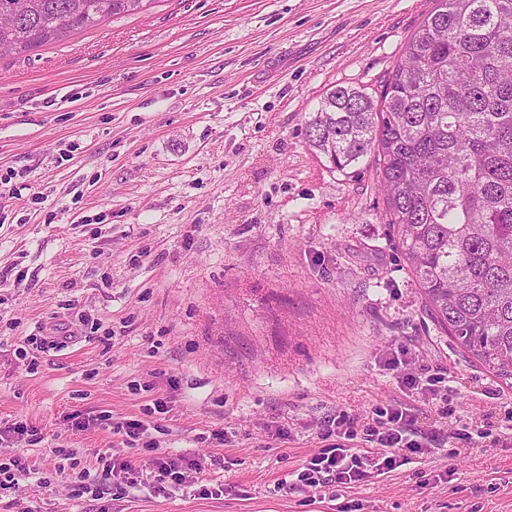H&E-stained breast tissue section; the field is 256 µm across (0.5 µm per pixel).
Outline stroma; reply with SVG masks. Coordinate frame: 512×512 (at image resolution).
I'll return each mask as SVG.
<instances>
[{
	"label": "stroma",
	"instance_id": "stroma-1",
	"mask_svg": "<svg viewBox=\"0 0 512 512\" xmlns=\"http://www.w3.org/2000/svg\"><path fill=\"white\" fill-rule=\"evenodd\" d=\"M433 7L152 0L0 59V420L44 433L0 458L63 446L90 480L98 451L148 458L111 428L69 427L106 411L224 487L98 501L31 479L0 512H512V438L482 435L512 421V384L436 326L374 159L338 172L306 137L332 86L380 94ZM59 325L74 340L41 347ZM159 397L168 413H147ZM396 404L434 449L349 487L296 486L330 417Z\"/></svg>",
	"mask_w": 512,
	"mask_h": 512
}]
</instances>
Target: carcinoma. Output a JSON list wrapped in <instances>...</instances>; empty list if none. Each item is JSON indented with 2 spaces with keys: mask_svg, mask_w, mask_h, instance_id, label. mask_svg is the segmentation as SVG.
<instances>
[{
  "mask_svg": "<svg viewBox=\"0 0 512 512\" xmlns=\"http://www.w3.org/2000/svg\"><path fill=\"white\" fill-rule=\"evenodd\" d=\"M378 99L334 86L307 124L338 171L370 153L390 226L435 320L512 380V0H435ZM145 0H0V47L27 56Z\"/></svg>",
  "mask_w": 512,
  "mask_h": 512,
  "instance_id": "carcinoma-1",
  "label": "carcinoma"
}]
</instances>
